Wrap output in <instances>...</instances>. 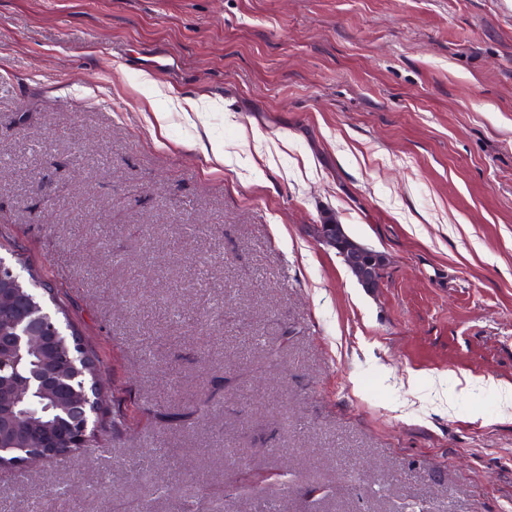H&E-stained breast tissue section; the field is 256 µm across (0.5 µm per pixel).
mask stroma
<instances>
[{
	"mask_svg": "<svg viewBox=\"0 0 512 512\" xmlns=\"http://www.w3.org/2000/svg\"><path fill=\"white\" fill-rule=\"evenodd\" d=\"M0 158L128 418L0 512H512V0H0ZM318 241L332 247L357 280L367 288H379L386 268L385 256L371 251L347 236L342 224L313 225Z\"/></svg>",
	"mask_w": 512,
	"mask_h": 512,
	"instance_id": "35a3bbf8",
	"label": "stroma"
}]
</instances>
